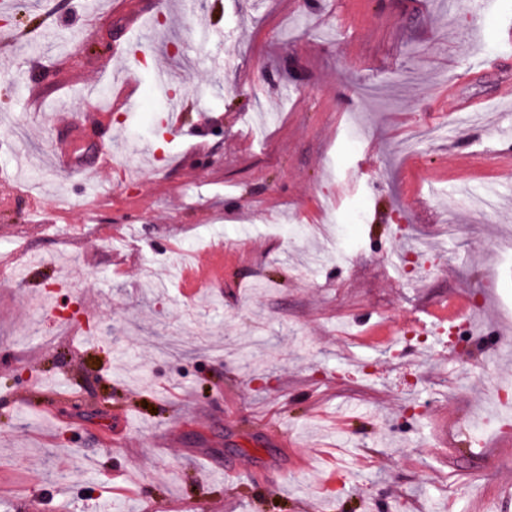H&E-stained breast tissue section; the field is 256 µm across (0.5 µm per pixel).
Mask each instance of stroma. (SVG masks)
<instances>
[{"label":"stroma","mask_w":512,"mask_h":512,"mask_svg":"<svg viewBox=\"0 0 512 512\" xmlns=\"http://www.w3.org/2000/svg\"><path fill=\"white\" fill-rule=\"evenodd\" d=\"M179 2L0 20L27 33L0 44V256L35 257L0 272V512H512V409L488 401L512 387V0ZM158 62L185 102L167 139ZM115 68L134 112L108 109ZM102 142L137 180L91 167ZM460 296L476 339L451 355L416 318Z\"/></svg>","instance_id":"stroma-1"}]
</instances>
